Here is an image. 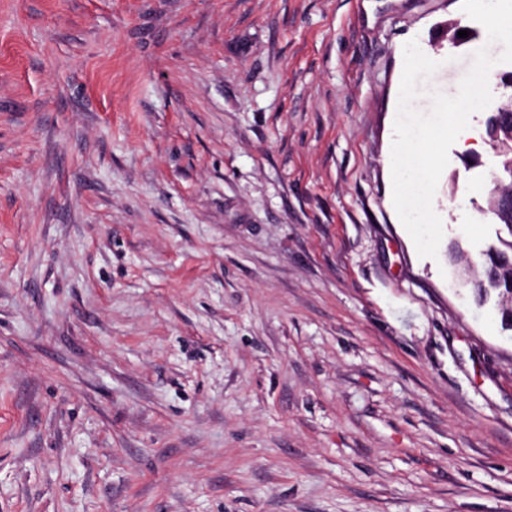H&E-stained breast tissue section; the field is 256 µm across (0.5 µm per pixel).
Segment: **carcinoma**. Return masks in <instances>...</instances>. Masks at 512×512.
I'll use <instances>...</instances> for the list:
<instances>
[{
  "instance_id": "cac0c4a2",
  "label": "carcinoma",
  "mask_w": 512,
  "mask_h": 512,
  "mask_svg": "<svg viewBox=\"0 0 512 512\" xmlns=\"http://www.w3.org/2000/svg\"><path fill=\"white\" fill-rule=\"evenodd\" d=\"M508 115L512 116V99L492 113L487 119L486 126L488 136L501 144L499 158L502 176L500 180L508 181V185L490 200L489 206L510 239L501 240L503 244L501 249L491 247L486 250L482 273L479 274L475 283L471 284V288L481 302L490 293H497V311L502 327L512 330V324L509 323V315L512 314V208H504L500 205L503 195L512 194V120H506Z\"/></svg>"
}]
</instances>
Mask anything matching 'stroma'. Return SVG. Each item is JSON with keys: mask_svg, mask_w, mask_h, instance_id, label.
I'll return each mask as SVG.
<instances>
[{"mask_svg": "<svg viewBox=\"0 0 512 512\" xmlns=\"http://www.w3.org/2000/svg\"><path fill=\"white\" fill-rule=\"evenodd\" d=\"M462 0H0V512H512V333L480 261L490 113L419 256L402 68L456 95Z\"/></svg>", "mask_w": 512, "mask_h": 512, "instance_id": "35a3bbf8", "label": "stroma"}]
</instances>
